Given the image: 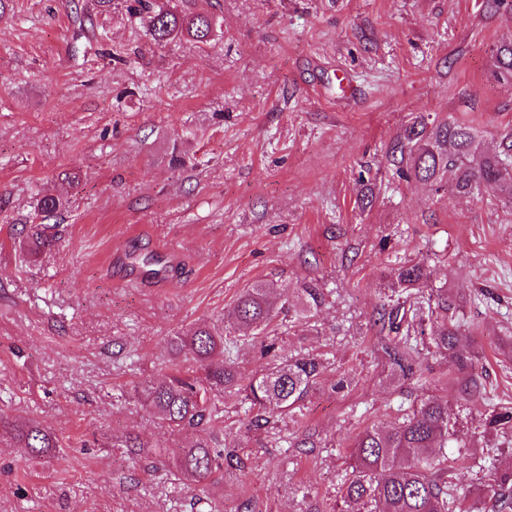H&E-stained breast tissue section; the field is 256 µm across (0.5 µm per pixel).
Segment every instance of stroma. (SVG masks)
Wrapping results in <instances>:
<instances>
[{"label": "stroma", "instance_id": "obj_1", "mask_svg": "<svg viewBox=\"0 0 512 512\" xmlns=\"http://www.w3.org/2000/svg\"><path fill=\"white\" fill-rule=\"evenodd\" d=\"M12 6L0 20V411L38 417L63 446L51 458L0 447V512H205L163 456L91 440L163 441L134 385L166 372L168 336L223 326L258 280L283 293L320 283L316 317L273 330L288 351L324 355L328 382L299 427L251 430L248 404L225 399L226 444L246 469L204 483L214 512H340L354 437L429 393L467 444L448 451L462 458L457 486L478 493L486 449L512 467V447L483 433L489 405L512 406V204L400 180L387 161L419 115L467 123L488 149L512 133V82L496 75L512 0H179L216 19L214 39L163 46L122 5ZM79 11L96 20L85 36ZM46 188L65 230L28 263L11 235ZM169 243L176 283L128 280ZM407 261L462 293L482 396L460 400L453 363L433 356L428 389L386 383L374 319L387 270ZM342 375L351 386L332 391Z\"/></svg>", "mask_w": 512, "mask_h": 512}]
</instances>
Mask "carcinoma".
I'll use <instances>...</instances> for the list:
<instances>
[{
  "instance_id": "carcinoma-1",
  "label": "carcinoma",
  "mask_w": 512,
  "mask_h": 512,
  "mask_svg": "<svg viewBox=\"0 0 512 512\" xmlns=\"http://www.w3.org/2000/svg\"><path fill=\"white\" fill-rule=\"evenodd\" d=\"M131 7L148 18V34L157 45L182 37L199 43L212 40L214 21L203 14H187L160 7L156 0H133ZM500 75L512 80V39L496 52ZM390 157L405 180L448 183L451 193L463 196L500 191L512 197V138L501 150L488 153L474 128L459 121L427 123L414 118L391 147ZM61 199L46 192L37 211L41 222L24 224L15 240L31 257L51 251L60 225L47 220L57 216ZM388 295L377 310L376 324L383 333L379 350L387 376L397 382L422 381V363L412 333L428 337V344L453 359L462 372L460 393L465 399L481 392V382L465 372L467 358L461 353L471 331L448 298V289L429 283L424 266L404 262L391 269ZM325 301L318 284L306 282L289 303L296 319L314 316ZM279 296L268 283L257 281L234 302L230 317L235 326L252 335H263L278 316ZM171 373L160 380H144L134 386L141 403L169 431L170 453L175 470L187 481L201 484L223 466L241 470L244 463L224 444V420L219 398L241 395L256 410L249 426L261 430L280 414L294 415L320 384L325 365L313 355H288L275 343L262 345L270 358L259 373L244 376L237 362L224 356V335L198 325L169 338ZM487 430L512 435V406H492L486 414ZM9 435L18 446L37 457H51L63 444L41 421L23 416H0V436ZM456 423L448 414V401L435 396L401 418L359 433L352 445L351 471L341 489L350 509L367 512H455L461 497L451 490L453 477L437 454L458 442ZM481 499L488 512H512V469H488Z\"/></svg>"
}]
</instances>
